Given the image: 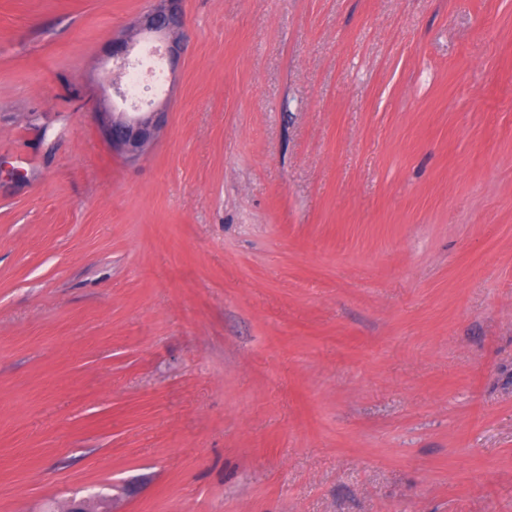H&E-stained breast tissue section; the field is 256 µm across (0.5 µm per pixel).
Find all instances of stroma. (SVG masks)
<instances>
[{
	"label": "stroma",
	"mask_w": 512,
	"mask_h": 512,
	"mask_svg": "<svg viewBox=\"0 0 512 512\" xmlns=\"http://www.w3.org/2000/svg\"><path fill=\"white\" fill-rule=\"evenodd\" d=\"M0 0V512H512V0ZM158 5L136 16L130 30L136 35L157 37L170 60H177L183 51L181 30L185 25L183 0H158ZM136 47L137 43L127 34L115 38L112 40V51L109 54L112 63H115L117 68L123 69L132 61V55ZM123 78L127 101L131 104L144 102L148 91H157L163 85L164 69L160 58L145 52L138 64L125 71ZM138 112H116L105 105L97 107L99 137L112 152L128 162H135L145 155L157 141L165 124V107H152ZM105 503L103 494H94L82 499H67L56 503L55 512H115L113 503L111 506L99 508L98 505Z\"/></svg>",
	"instance_id": "obj_1"
}]
</instances>
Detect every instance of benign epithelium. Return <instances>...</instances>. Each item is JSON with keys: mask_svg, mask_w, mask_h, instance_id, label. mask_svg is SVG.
Instances as JSON below:
<instances>
[{"mask_svg": "<svg viewBox=\"0 0 512 512\" xmlns=\"http://www.w3.org/2000/svg\"><path fill=\"white\" fill-rule=\"evenodd\" d=\"M183 0H158V5L134 18L130 30L136 35L157 37L164 55L177 60L183 51L181 30L185 25ZM137 43L129 36L112 40L109 57L122 69L130 64ZM99 137L113 152L128 162L145 155L157 141L165 124L166 109L149 107L145 111L118 112L105 105L97 107ZM105 496L94 494L82 499H67L56 503L54 512H114L111 506L99 508Z\"/></svg>", "mask_w": 512, "mask_h": 512, "instance_id": "benign-epithelium-1", "label": "benign epithelium"}]
</instances>
